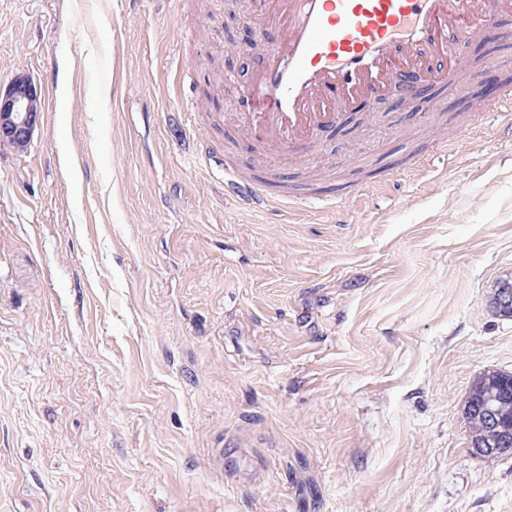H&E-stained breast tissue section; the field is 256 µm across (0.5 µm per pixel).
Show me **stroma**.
Here are the masks:
<instances>
[{"instance_id":"obj_1","label":"stroma","mask_w":512,"mask_h":512,"mask_svg":"<svg viewBox=\"0 0 512 512\" xmlns=\"http://www.w3.org/2000/svg\"><path fill=\"white\" fill-rule=\"evenodd\" d=\"M251 0H0V512H512L473 453L512 372V115L388 97L342 113L258 212L268 158L207 77ZM512 65L467 40L459 65ZM41 93L26 76L16 77L0 92V143L25 152L40 122ZM227 183H231L238 199L254 209H267L287 199L288 187L280 182V175L274 169H269L262 179L252 181L243 176L229 173ZM487 401L492 406L485 407L483 417L473 414L475 404L481 405ZM498 413L508 422L512 430V375L505 376L498 372H489L481 376L472 386L470 395L465 405V415L469 424V441L476 443L483 440V443L473 444L476 453L489 455H511V448H500L502 443L507 444V437L510 430L501 422ZM486 423V425H485Z\"/></svg>"}]
</instances>
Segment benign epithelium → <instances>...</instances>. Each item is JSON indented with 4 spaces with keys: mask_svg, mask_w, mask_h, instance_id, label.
I'll list each match as a JSON object with an SVG mask.
<instances>
[{
    "mask_svg": "<svg viewBox=\"0 0 512 512\" xmlns=\"http://www.w3.org/2000/svg\"><path fill=\"white\" fill-rule=\"evenodd\" d=\"M41 112V93L36 85L26 76L16 77L0 93V143L19 153L25 152L39 125ZM484 420L487 436L483 443L473 445L474 451L495 456L511 454L512 450L503 444L512 431L501 422L493 407H485Z\"/></svg>",
    "mask_w": 512,
    "mask_h": 512,
    "instance_id": "obj_1",
    "label": "benign epithelium"
}]
</instances>
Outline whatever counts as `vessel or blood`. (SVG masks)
I'll list each match as a JSON object with an SVG mask.
<instances>
[{
  "label": "vessel or blood",
  "instance_id": "vessel-or-blood-1",
  "mask_svg": "<svg viewBox=\"0 0 512 512\" xmlns=\"http://www.w3.org/2000/svg\"><path fill=\"white\" fill-rule=\"evenodd\" d=\"M512 17V0H262L243 23L253 42L267 27L281 32L242 90L239 125L269 153L288 155L318 139L356 99L386 96L400 72L427 70L448 60V82L467 86L472 75L452 63L449 31L489 34L487 20ZM238 199L263 210L285 200L276 170L256 181L230 174Z\"/></svg>",
  "mask_w": 512,
  "mask_h": 512
}]
</instances>
